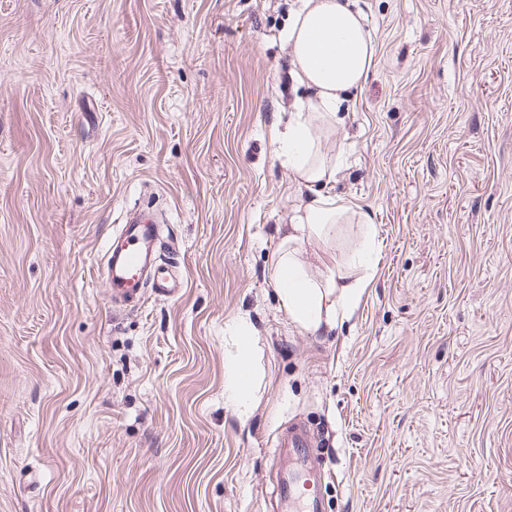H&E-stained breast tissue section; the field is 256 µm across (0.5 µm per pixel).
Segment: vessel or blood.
<instances>
[{
  "label": "vessel or blood",
  "instance_id": "b4317fda",
  "mask_svg": "<svg viewBox=\"0 0 512 512\" xmlns=\"http://www.w3.org/2000/svg\"><path fill=\"white\" fill-rule=\"evenodd\" d=\"M101 275L113 303L123 306H137L149 291L173 298L184 286L173 263L162 256L159 225L144 211L126 218L109 239ZM314 447L312 435L300 429L289 438L286 447L275 449V456L286 455L294 462L279 480L280 512H320L319 486L308 477V460Z\"/></svg>",
  "mask_w": 512,
  "mask_h": 512
}]
</instances>
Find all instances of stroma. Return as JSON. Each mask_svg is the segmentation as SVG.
I'll list each match as a JSON object with an SVG mask.
<instances>
[{
  "label": "stroma",
  "instance_id": "1",
  "mask_svg": "<svg viewBox=\"0 0 512 512\" xmlns=\"http://www.w3.org/2000/svg\"><path fill=\"white\" fill-rule=\"evenodd\" d=\"M293 2L0 0V512H270L296 420L324 512H512V0H359L325 191L379 261L323 334L270 278L310 194L272 145ZM147 206L185 285L123 309L96 270ZM250 333L243 327L238 336L236 353L228 362L227 380L224 396L227 403L232 405L241 420H246L254 404L251 390L252 368L249 356Z\"/></svg>",
  "mask_w": 512,
  "mask_h": 512
}]
</instances>
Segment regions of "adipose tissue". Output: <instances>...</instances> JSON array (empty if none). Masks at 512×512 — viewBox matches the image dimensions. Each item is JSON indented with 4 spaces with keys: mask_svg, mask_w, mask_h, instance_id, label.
I'll return each mask as SVG.
<instances>
[{
    "mask_svg": "<svg viewBox=\"0 0 512 512\" xmlns=\"http://www.w3.org/2000/svg\"><path fill=\"white\" fill-rule=\"evenodd\" d=\"M283 40L290 48L291 77L304 94L295 99L273 141L291 170L315 194L283 228L272 278L281 306L294 323L305 331L324 333L335 329L339 317L352 315L377 268L370 214L319 191L338 167L336 156L324 148L323 137L335 131L343 103L362 89L376 46L358 0H299ZM348 216L362 224L364 232L359 246L342 262L318 266L300 257V244L330 240L337 224ZM249 345L248 330H241L224 389L226 402L242 419L249 417L254 404Z\"/></svg>",
    "mask_w": 512,
    "mask_h": 512,
    "instance_id": "ef3b65f1",
    "label": "adipose tissue"
}]
</instances>
